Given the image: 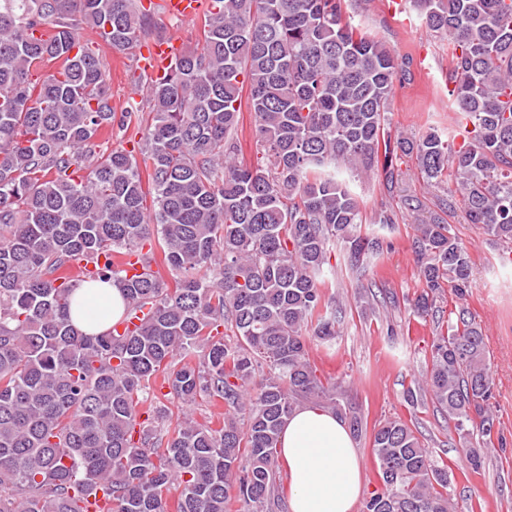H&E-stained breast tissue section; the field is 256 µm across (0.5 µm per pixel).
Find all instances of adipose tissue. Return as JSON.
Segmentation results:
<instances>
[{"label":"adipose tissue","mask_w":512,"mask_h":512,"mask_svg":"<svg viewBox=\"0 0 512 512\" xmlns=\"http://www.w3.org/2000/svg\"><path fill=\"white\" fill-rule=\"evenodd\" d=\"M292 492L289 512H352L362 494L361 463L334 413L301 407L280 437Z\"/></svg>","instance_id":"adipose-tissue-1"}]
</instances>
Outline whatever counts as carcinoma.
I'll list each match as a JSON object with an SVG mask.
<instances>
[{
  "instance_id": "obj_1",
  "label": "carcinoma",
  "mask_w": 512,
  "mask_h": 512,
  "mask_svg": "<svg viewBox=\"0 0 512 512\" xmlns=\"http://www.w3.org/2000/svg\"><path fill=\"white\" fill-rule=\"evenodd\" d=\"M354 0H211L201 46L149 83L138 146L97 152L126 132L105 57L148 34L137 0H0V512H284L279 437L304 402L330 408L356 438L361 409L339 399L308 342L336 338L331 253L356 273L382 251L343 174L394 160L454 179L470 223L512 245V0H413L448 39L454 105L473 125L460 149L433 131L392 137L385 105L406 64L354 23ZM47 28V37L36 32ZM55 74L36 79L45 61ZM248 96H243V92ZM264 163L238 157L242 98ZM423 289L470 287L467 249L437 219L415 227ZM161 251L173 285L152 270ZM134 255L146 272L113 261ZM80 264L92 268L69 276ZM109 280L121 316L93 319L79 289ZM138 320L129 328L127 324ZM454 421L470 465L492 444V378L481 327L461 309L433 337L422 388ZM224 408L219 425L171 424L166 402ZM380 488L364 512H453L448 466L400 418L373 429Z\"/></svg>"
}]
</instances>
